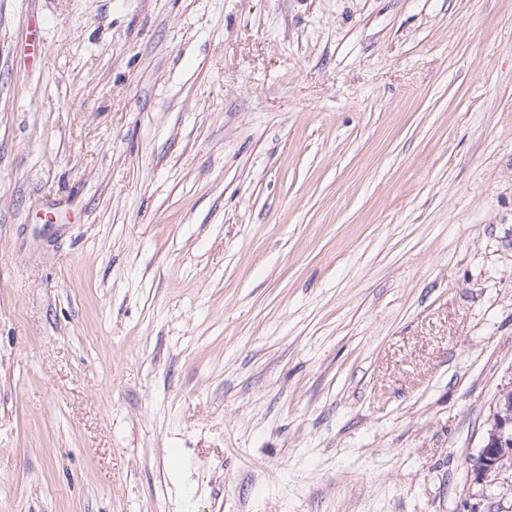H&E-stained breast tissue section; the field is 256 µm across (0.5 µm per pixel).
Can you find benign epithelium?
Masks as SVG:
<instances>
[{"label": "benign epithelium", "instance_id": "1", "mask_svg": "<svg viewBox=\"0 0 512 512\" xmlns=\"http://www.w3.org/2000/svg\"><path fill=\"white\" fill-rule=\"evenodd\" d=\"M474 482L512 489V385L503 387L473 464Z\"/></svg>", "mask_w": 512, "mask_h": 512}]
</instances>
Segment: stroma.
<instances>
[{"mask_svg": "<svg viewBox=\"0 0 512 512\" xmlns=\"http://www.w3.org/2000/svg\"><path fill=\"white\" fill-rule=\"evenodd\" d=\"M512 0H0V512H512ZM477 484L497 485L502 491L512 487V383L503 387L489 417L483 445L473 464Z\"/></svg>", "mask_w": 512, "mask_h": 512, "instance_id": "1", "label": "stroma"}]
</instances>
